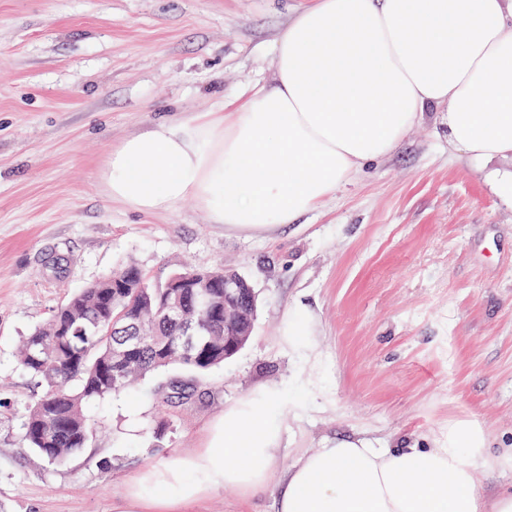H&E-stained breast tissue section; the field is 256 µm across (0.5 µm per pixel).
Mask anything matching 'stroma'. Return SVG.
<instances>
[{
    "label": "stroma",
    "instance_id": "stroma-1",
    "mask_svg": "<svg viewBox=\"0 0 512 512\" xmlns=\"http://www.w3.org/2000/svg\"><path fill=\"white\" fill-rule=\"evenodd\" d=\"M300 0H0V512H121L142 472L204 447L260 384L279 397L283 472L323 439L365 433L430 447L451 420L512 448V202L426 119L294 223L225 231L194 201L144 214L99 171L126 137L223 109L270 83ZM134 261L153 283L224 266L257 295L250 341L204 377L203 401L153 432L159 378L90 408L95 443L54 465L21 442L38 387L22 339L72 294ZM318 318L289 352V309ZM179 512H275L271 492L218 489Z\"/></svg>",
    "mask_w": 512,
    "mask_h": 512
}]
</instances>
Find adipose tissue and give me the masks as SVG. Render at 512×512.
<instances>
[{"label":"adipose tissue","mask_w":512,"mask_h":512,"mask_svg":"<svg viewBox=\"0 0 512 512\" xmlns=\"http://www.w3.org/2000/svg\"><path fill=\"white\" fill-rule=\"evenodd\" d=\"M272 67V83L231 118L160 122L113 148L108 196L140 212L191 199L212 223L263 232L311 212L430 112L472 158L512 159V0H303ZM316 334L312 312L289 310L290 349L313 350ZM272 405L260 386L225 409L205 448L141 475L158 494L132 488L124 512H171L221 487L273 489L276 512H512V492L475 484L512 470V448L490 453L485 431L465 419L428 448L323 440L270 486L280 446Z\"/></svg>","instance_id":"obj_1"}]
</instances>
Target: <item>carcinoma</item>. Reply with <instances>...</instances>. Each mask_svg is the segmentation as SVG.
Instances as JSON below:
<instances>
[{
  "mask_svg": "<svg viewBox=\"0 0 512 512\" xmlns=\"http://www.w3.org/2000/svg\"><path fill=\"white\" fill-rule=\"evenodd\" d=\"M201 278L214 302L224 306V281L233 280L241 299L250 282L228 269L186 265L165 283L148 281L133 263L74 294L46 328L24 341L18 364L41 388L26 407L22 440L53 464L67 462L88 447L104 427L84 405L128 390L139 378L169 371L154 388L158 414L194 403L201 377L236 355L250 340L255 306L246 307L234 330L224 328V311L189 308L187 320L205 326L195 349L178 347L182 326L164 318V305L179 280ZM116 280L124 288L112 287Z\"/></svg>",
  "mask_w": 512,
  "mask_h": 512,
  "instance_id": "carcinoma-1",
  "label": "carcinoma"
}]
</instances>
